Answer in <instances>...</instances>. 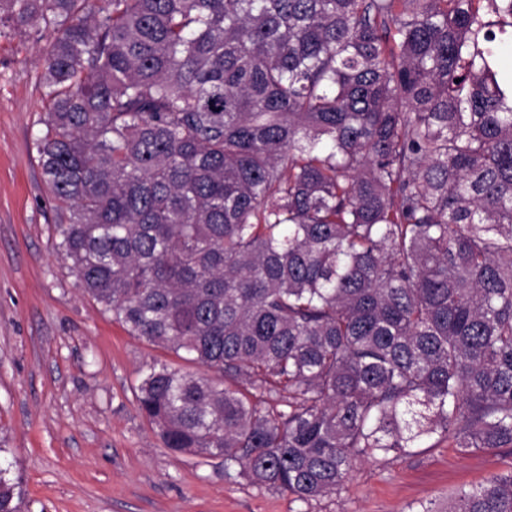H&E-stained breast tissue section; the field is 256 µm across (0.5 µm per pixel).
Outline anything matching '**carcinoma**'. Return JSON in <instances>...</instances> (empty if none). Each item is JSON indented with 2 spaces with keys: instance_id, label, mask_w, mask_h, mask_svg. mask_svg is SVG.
Listing matches in <instances>:
<instances>
[{
  "instance_id": "cac0c4a2",
  "label": "carcinoma",
  "mask_w": 512,
  "mask_h": 512,
  "mask_svg": "<svg viewBox=\"0 0 512 512\" xmlns=\"http://www.w3.org/2000/svg\"><path fill=\"white\" fill-rule=\"evenodd\" d=\"M0 0L56 33L58 249L165 447L313 505L512 448V0ZM0 512H20L0 469ZM448 512H512V470Z\"/></svg>"
}]
</instances>
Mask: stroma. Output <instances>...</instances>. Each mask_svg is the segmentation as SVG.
<instances>
[{"label": "stroma", "instance_id": "obj_1", "mask_svg": "<svg viewBox=\"0 0 512 512\" xmlns=\"http://www.w3.org/2000/svg\"><path fill=\"white\" fill-rule=\"evenodd\" d=\"M53 32L0 24V469L21 512H299L288 496L225 475L215 458L173 453L134 389L174 355L129 336L83 294L59 253L60 218L35 148ZM512 468V451L448 445L358 465L322 512H417Z\"/></svg>", "mask_w": 512, "mask_h": 512}]
</instances>
